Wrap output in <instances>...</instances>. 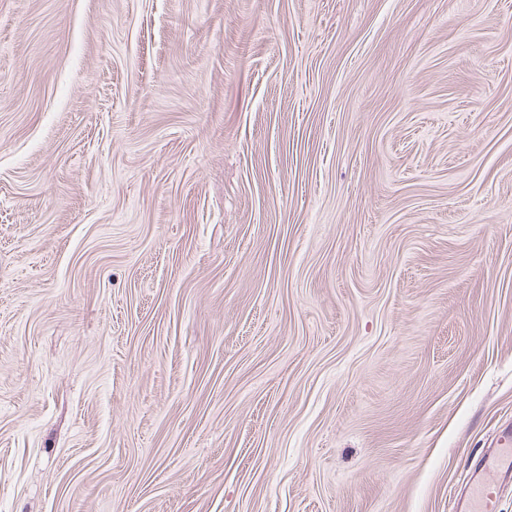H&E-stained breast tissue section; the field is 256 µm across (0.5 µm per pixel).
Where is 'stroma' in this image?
I'll return each mask as SVG.
<instances>
[{
	"mask_svg": "<svg viewBox=\"0 0 512 512\" xmlns=\"http://www.w3.org/2000/svg\"><path fill=\"white\" fill-rule=\"evenodd\" d=\"M512 426V0H0V512H450Z\"/></svg>",
	"mask_w": 512,
	"mask_h": 512,
	"instance_id": "stroma-1",
	"label": "stroma"
}]
</instances>
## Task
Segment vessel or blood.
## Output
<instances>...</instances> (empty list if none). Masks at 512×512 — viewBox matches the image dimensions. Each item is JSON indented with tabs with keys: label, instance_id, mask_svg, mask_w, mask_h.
Here are the masks:
<instances>
[{
	"label": "vessel or blood",
	"instance_id": "obj_1",
	"mask_svg": "<svg viewBox=\"0 0 512 512\" xmlns=\"http://www.w3.org/2000/svg\"><path fill=\"white\" fill-rule=\"evenodd\" d=\"M511 482L512 429L502 432L493 448L476 452L455 497L454 512H497L498 493Z\"/></svg>",
	"mask_w": 512,
	"mask_h": 512
}]
</instances>
